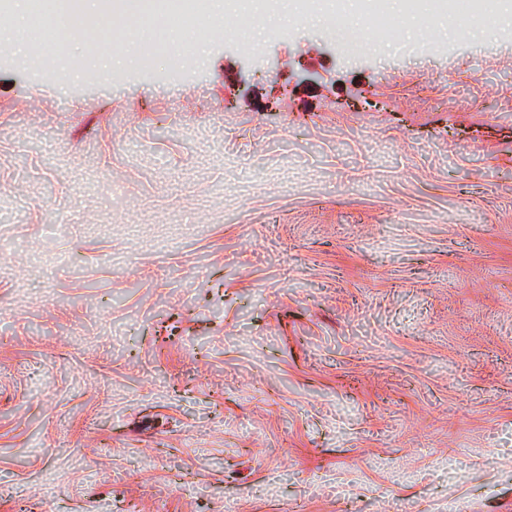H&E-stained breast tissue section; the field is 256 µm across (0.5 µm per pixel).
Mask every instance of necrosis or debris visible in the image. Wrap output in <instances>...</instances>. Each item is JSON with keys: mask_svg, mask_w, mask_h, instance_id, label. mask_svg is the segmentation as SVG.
Segmentation results:
<instances>
[{"mask_svg": "<svg viewBox=\"0 0 512 512\" xmlns=\"http://www.w3.org/2000/svg\"><path fill=\"white\" fill-rule=\"evenodd\" d=\"M212 0H99L95 12H85L83 0H0V16L22 13L14 32L31 49L30 62L44 67L65 70L74 61L67 51V35L72 25L88 29L117 17L127 19L128 27L113 31L112 49L135 43L141 62L156 56L167 57L173 68L191 66L196 42L193 31L206 24L223 23L232 16L234 24L227 33L237 42L251 40L248 22L261 17L274 36L285 35L288 26L281 17L286 13L316 11L331 25L337 40L346 51L358 44L345 29L342 0H224L223 14H214Z\"/></svg>", "mask_w": 512, "mask_h": 512, "instance_id": "4bbe7bcc", "label": "necrosis or debris"}]
</instances>
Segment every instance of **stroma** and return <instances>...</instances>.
Wrapping results in <instances>:
<instances>
[{
    "instance_id": "1",
    "label": "stroma",
    "mask_w": 512,
    "mask_h": 512,
    "mask_svg": "<svg viewBox=\"0 0 512 512\" xmlns=\"http://www.w3.org/2000/svg\"><path fill=\"white\" fill-rule=\"evenodd\" d=\"M75 95L0 66V512H512V0Z\"/></svg>"
}]
</instances>
